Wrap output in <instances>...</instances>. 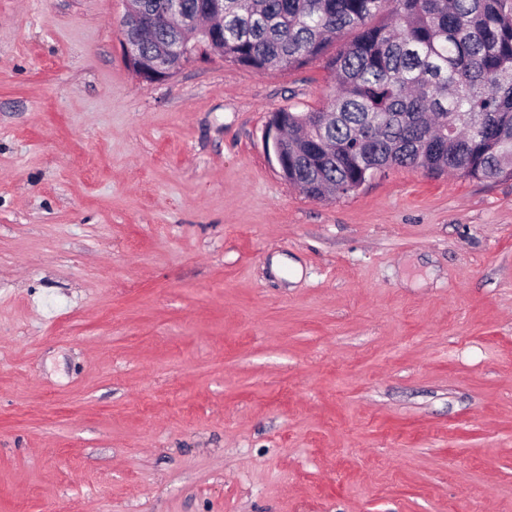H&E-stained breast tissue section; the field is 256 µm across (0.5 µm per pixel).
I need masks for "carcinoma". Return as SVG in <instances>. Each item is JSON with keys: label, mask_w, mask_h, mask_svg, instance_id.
<instances>
[{"label": "carcinoma", "mask_w": 512, "mask_h": 512, "mask_svg": "<svg viewBox=\"0 0 512 512\" xmlns=\"http://www.w3.org/2000/svg\"><path fill=\"white\" fill-rule=\"evenodd\" d=\"M163 5L131 2L157 20L135 69L171 68L170 44L205 41L161 22ZM349 31L327 61V103L278 113L289 183L321 199L393 167L512 179V0H224L222 56L261 73L300 67Z\"/></svg>", "instance_id": "carcinoma-1"}]
</instances>
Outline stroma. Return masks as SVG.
<instances>
[{"instance_id": "1", "label": "stroma", "mask_w": 512, "mask_h": 512, "mask_svg": "<svg viewBox=\"0 0 512 512\" xmlns=\"http://www.w3.org/2000/svg\"><path fill=\"white\" fill-rule=\"evenodd\" d=\"M125 0H0V512H512V179L313 199L327 56L128 67Z\"/></svg>"}]
</instances>
